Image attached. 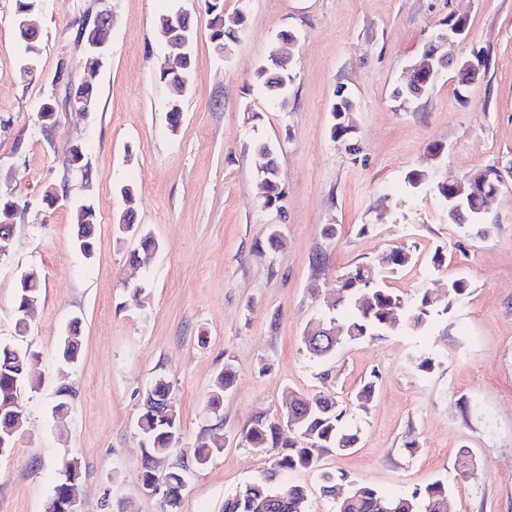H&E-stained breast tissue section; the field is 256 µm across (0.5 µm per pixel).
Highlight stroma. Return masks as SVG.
Returning a JSON list of instances; mask_svg holds the SVG:
<instances>
[{"instance_id": "1", "label": "stroma", "mask_w": 512, "mask_h": 512, "mask_svg": "<svg viewBox=\"0 0 512 512\" xmlns=\"http://www.w3.org/2000/svg\"><path fill=\"white\" fill-rule=\"evenodd\" d=\"M40 51L32 75L22 71L15 0H0V177L30 200L18 213L13 246L0 261V340L39 356L40 385L25 390V425L11 454L0 457V512H45L62 459L80 460L83 512H160L141 491L142 398L158 378L180 410L183 448L208 426L222 424L224 449L204 467L185 466L182 512H223L245 483L271 475L274 486L304 485L307 512H335L336 497L366 483L388 496L407 495L452 477L461 450L474 474L456 482L448 512H512V178L481 224L457 228L435 193L438 181L512 165V0H224L243 12L245 31L229 56L214 52L205 0H41ZM112 13L108 61L97 77L99 109L86 117L60 109L41 132L37 108L63 96L58 64L72 80L85 72L75 19ZM183 11L193 23L196 68L178 132L166 121L167 91L157 72L178 55L156 32L161 14ZM468 21L449 58L478 54L487 66L471 80L448 68L419 99L394 98L410 65L449 19ZM294 33L287 41L285 33ZM289 63L290 104L280 108L256 81L271 55ZM355 105L352 130L330 132L336 90ZM262 140L278 153L283 209L262 205L247 152ZM84 144L90 185L68 173L71 144ZM442 154H435L434 146ZM426 171L410 188L405 178ZM68 182L70 198L46 210L47 184ZM133 183L136 221L158 241L153 258L131 273L137 247L114 224L126 209L119 188ZM93 198L96 248H75L71 202ZM335 225L334 237L323 233ZM283 246L270 249V226ZM400 248L409 266L386 288L436 300L418 336L394 334L345 344L323 360L302 342L340 276ZM445 257L434 267V252ZM38 267L46 282L27 336L14 333L19 274ZM470 288L448 303V281ZM141 293H134V286ZM80 319L79 363L62 366L60 336ZM431 358V370L417 367ZM236 371L220 414L207 406L224 365ZM376 378L367 409L351 408L355 451L326 454L338 475L335 496L318 472H274L243 431L256 417H280L289 391L346 401ZM72 392L71 412L57 423L59 389ZM415 442L407 451L406 442Z\"/></svg>"}]
</instances>
